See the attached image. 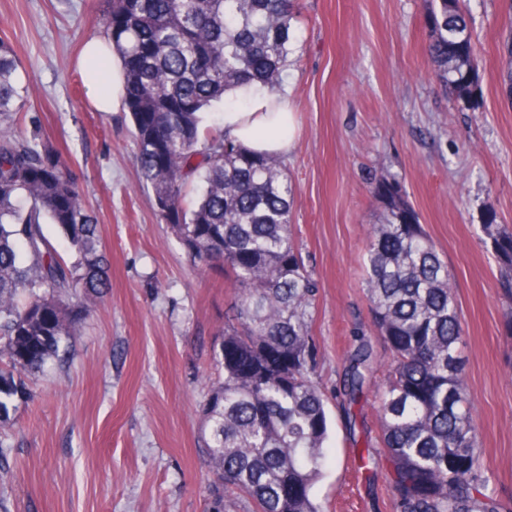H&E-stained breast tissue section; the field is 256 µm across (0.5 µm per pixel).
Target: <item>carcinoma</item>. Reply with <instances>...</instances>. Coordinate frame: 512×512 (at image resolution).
Segmentation results:
<instances>
[{
  "label": "carcinoma",
  "instance_id": "carcinoma-1",
  "mask_svg": "<svg viewBox=\"0 0 512 512\" xmlns=\"http://www.w3.org/2000/svg\"><path fill=\"white\" fill-rule=\"evenodd\" d=\"M101 21L124 66L125 105L140 178L190 264L224 267L231 303L213 348L200 448L208 512H320L329 419L316 381L312 334L318 287L293 227L296 187L279 156L251 151L204 125L234 91H279L299 0H104ZM427 57L450 99L471 101L480 58L461 0H428ZM0 41V429L25 378L67 354L92 296L110 286L94 215L53 144L18 130L29 89ZM197 198L185 204L186 188ZM382 205L363 255L382 360L363 344L344 374L350 400L380 370L373 391L393 512H506L485 492L481 448L462 357L455 280L398 184L370 188ZM52 224L69 261L46 236ZM482 232L512 303V231Z\"/></svg>",
  "mask_w": 512,
  "mask_h": 512
}]
</instances>
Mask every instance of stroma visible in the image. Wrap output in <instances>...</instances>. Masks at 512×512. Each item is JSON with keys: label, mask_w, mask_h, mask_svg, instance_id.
<instances>
[{"label": "stroma", "mask_w": 512, "mask_h": 512, "mask_svg": "<svg viewBox=\"0 0 512 512\" xmlns=\"http://www.w3.org/2000/svg\"><path fill=\"white\" fill-rule=\"evenodd\" d=\"M481 56L471 103L449 100L426 56L424 0H301L282 74L297 186L296 238L319 286L316 380L331 432L313 489L322 512H391L389 475L362 467L378 447L372 397L336 392L370 325L361 256L376 219L374 177L397 176L457 284L466 374L488 492L512 504V334L499 264L481 226H512V0H466ZM101 0H0V40L19 62L29 116L62 152L97 217L112 288L67 356L14 400L9 512H206L199 410L211 342L230 296L198 274L152 207L125 107L98 110L78 60L103 35Z\"/></svg>", "instance_id": "stroma-1"}]
</instances>
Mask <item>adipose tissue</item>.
<instances>
[{"label":"adipose tissue","instance_id":"adipose-tissue-1","mask_svg":"<svg viewBox=\"0 0 512 512\" xmlns=\"http://www.w3.org/2000/svg\"><path fill=\"white\" fill-rule=\"evenodd\" d=\"M240 94L249 99L250 107L245 112L225 113V129L253 151L272 154L288 152L290 140L277 138L268 132L277 115L287 111V95H271L254 88L241 89Z\"/></svg>","mask_w":512,"mask_h":512}]
</instances>
